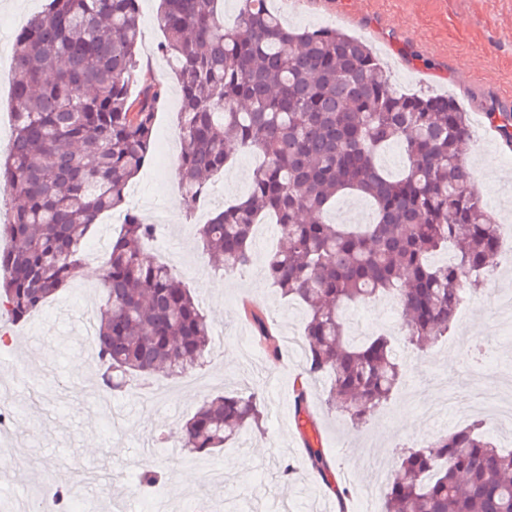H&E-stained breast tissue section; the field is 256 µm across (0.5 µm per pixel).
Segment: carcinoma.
Masks as SVG:
<instances>
[{
    "instance_id": "carcinoma-1",
    "label": "carcinoma",
    "mask_w": 512,
    "mask_h": 512,
    "mask_svg": "<svg viewBox=\"0 0 512 512\" xmlns=\"http://www.w3.org/2000/svg\"><path fill=\"white\" fill-rule=\"evenodd\" d=\"M237 2L231 26L224 0H162L155 18L180 86V184L202 199L234 151L261 158L245 198L201 225L200 243L215 270L237 272L253 262L255 225L280 227L283 246L264 271L307 307L303 374L327 380L328 408L359 425L397 386L402 362L384 333L352 340L343 306L393 297L405 342L419 348L449 333L492 269L501 228L466 158L472 127L453 97L398 90L364 41L337 28L291 31L268 0ZM140 38L139 0H47L16 33L12 144L0 157V190L15 203L0 247V317L27 320L76 277L99 218L125 205L149 162L165 88L141 72ZM486 119L512 128V112ZM393 146L404 159L397 173L380 163ZM349 194L369 202V222L327 219ZM156 230L125 210L101 269L95 346L112 391L183 376L211 353L197 299L147 254ZM245 316L276 353L262 313ZM293 407L309 415L305 386ZM262 422L256 396L219 394L181 425L183 447L211 453ZM307 456L327 479L322 450L309 444ZM382 499V512H512V449L478 423L405 448Z\"/></svg>"
}]
</instances>
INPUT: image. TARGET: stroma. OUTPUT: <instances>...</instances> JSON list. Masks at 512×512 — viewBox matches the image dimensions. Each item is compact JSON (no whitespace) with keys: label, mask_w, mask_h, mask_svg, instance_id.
<instances>
[{"label":"stroma","mask_w":512,"mask_h":512,"mask_svg":"<svg viewBox=\"0 0 512 512\" xmlns=\"http://www.w3.org/2000/svg\"><path fill=\"white\" fill-rule=\"evenodd\" d=\"M45 4L0 0L1 53L11 54L18 26ZM269 5L296 29L341 16V29L372 46L396 88L455 96L474 131L468 159L476 188L503 219V232L512 231L506 223L512 214V149L491 138L485 118L498 109V90L512 86V0H269ZM158 7V0H141L139 56L144 73L167 90L157 128L172 138L166 156H155L133 179L126 203L149 222L155 212L167 214L171 226L149 253L163 263L177 260L178 278L198 298L215 331L211 357L180 378L134 380L123 391L106 390L81 322L84 310L98 301L99 281L79 276L27 323L9 329L7 357L31 373L32 381L24 383L0 367V398L22 409L6 434V449L23 462L0 502L10 512H19L30 499L50 507L54 500L45 490L59 484L85 512H180L186 500L195 512H320L322 502L337 500L344 512H360L362 494L379 492L381 471L363 459V449L386 450L385 469L392 471L400 449L429 444L475 422L512 447V422L492 423L474 408L470 394L476 377L455 347L466 334L485 344L490 357L485 378L512 369V346L495 340L497 299L512 296V266L486 276L482 289L461 306L448 337L421 352L396 342L411 366L362 427L327 408L322 380L308 382L310 418L298 422L293 392L304 356L268 353L243 309L262 311L281 343L300 337L306 310L284 298L263 272L278 238L255 236L253 264L240 274L212 270L197 242L196 206L183 195L173 162L180 150L179 84L159 51ZM254 166L243 152L213 178L214 208L243 196ZM77 358L86 363L80 374L71 368ZM223 391L259 396L264 423L214 454V461L224 464L222 483H182L181 474L193 466L178 425L203 400ZM307 437L318 441L329 461V479L311 470ZM148 469L163 473V498L136 494L137 480Z\"/></svg>","instance_id":"35a3bbf8"}]
</instances>
